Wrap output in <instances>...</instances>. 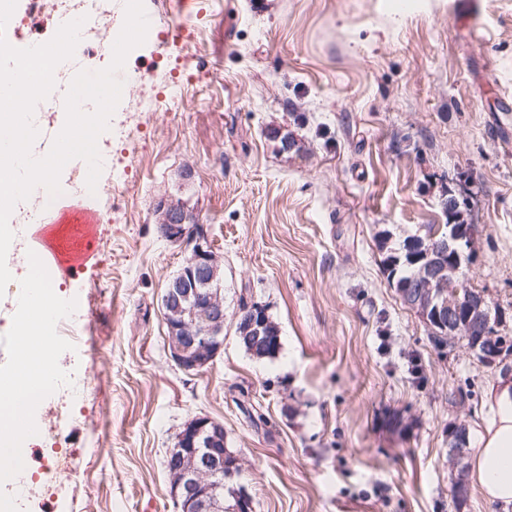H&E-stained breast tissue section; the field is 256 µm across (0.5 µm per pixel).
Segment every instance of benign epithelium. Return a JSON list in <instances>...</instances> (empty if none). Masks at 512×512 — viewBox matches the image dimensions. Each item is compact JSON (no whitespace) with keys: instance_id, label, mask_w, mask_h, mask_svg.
Listing matches in <instances>:
<instances>
[{"instance_id":"1","label":"benign epithelium","mask_w":512,"mask_h":512,"mask_svg":"<svg viewBox=\"0 0 512 512\" xmlns=\"http://www.w3.org/2000/svg\"><path fill=\"white\" fill-rule=\"evenodd\" d=\"M189 213L183 203L170 201L160 209V223L172 242L185 246L187 261L174 274L163 295L170 357L183 371L197 372L224 348V269L205 228L187 232ZM476 226L448 225V236H430L423 254L427 259L418 284L401 294L402 301L427 323H434L448 339L484 343L482 365L507 367L509 341L494 324L493 306L485 294L471 291L432 307L436 285L448 277H463L462 265L472 254ZM448 262H442L443 257ZM467 432L457 425L448 433L449 452L464 455ZM175 465L169 469L170 494L179 512H252V499L236 478L238 457L224 447V424L195 417L185 424L169 450ZM233 505L224 507V496Z\"/></svg>"}]
</instances>
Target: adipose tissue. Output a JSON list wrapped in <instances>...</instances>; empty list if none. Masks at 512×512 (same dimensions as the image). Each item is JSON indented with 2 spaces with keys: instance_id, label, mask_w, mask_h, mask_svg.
<instances>
[{
  "instance_id": "adipose-tissue-1",
  "label": "adipose tissue",
  "mask_w": 512,
  "mask_h": 512,
  "mask_svg": "<svg viewBox=\"0 0 512 512\" xmlns=\"http://www.w3.org/2000/svg\"><path fill=\"white\" fill-rule=\"evenodd\" d=\"M483 406L470 479L488 503L506 506L512 504V374L490 382Z\"/></svg>"
}]
</instances>
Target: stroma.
<instances>
[{"label": "stroma", "instance_id": "stroma-1", "mask_svg": "<svg viewBox=\"0 0 512 512\" xmlns=\"http://www.w3.org/2000/svg\"><path fill=\"white\" fill-rule=\"evenodd\" d=\"M196 0L183 59L158 39L124 71L176 105L113 142L129 187L80 194L63 168L57 209L110 207L79 276L55 293L93 347L62 369L89 382L55 437L29 442L11 512H177L164 460L183 425L223 422L254 512H459L448 427L481 424L496 370L461 341L435 348L387 282L391 243L427 225L478 227L463 274L512 336V0ZM184 203L224 268V349L183 372L166 347L161 297L187 257L157 231ZM28 239L7 255L0 335L17 310ZM266 303L282 341L271 359L234 336L241 302ZM259 413L251 421L247 410ZM70 455L66 471L51 458Z\"/></svg>", "mask_w": 512, "mask_h": 512}]
</instances>
